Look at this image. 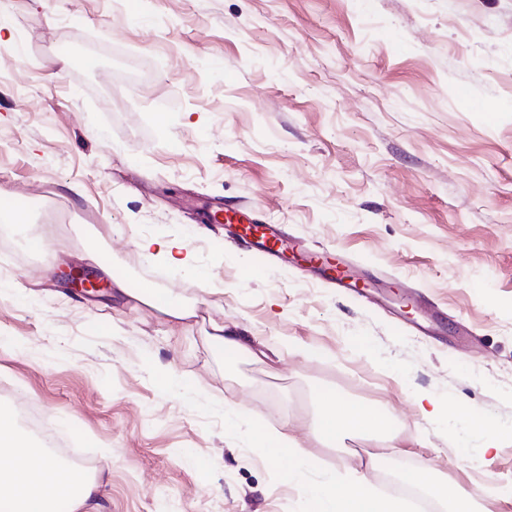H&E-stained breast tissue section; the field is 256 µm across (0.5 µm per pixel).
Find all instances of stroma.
Listing matches in <instances>:
<instances>
[{"label": "stroma", "instance_id": "35a3bbf8", "mask_svg": "<svg viewBox=\"0 0 512 512\" xmlns=\"http://www.w3.org/2000/svg\"><path fill=\"white\" fill-rule=\"evenodd\" d=\"M0 25V199L26 201L0 235V404L94 457L92 512H307L228 405L380 494L420 498L398 474L423 470L512 512V0H0ZM243 199L383 273L377 304L300 260L250 277L249 247L203 226ZM157 235L198 271L147 259ZM89 249L190 317L64 288ZM228 322L263 360L210 341ZM322 390L389 415L398 455L314 440Z\"/></svg>", "mask_w": 512, "mask_h": 512}]
</instances>
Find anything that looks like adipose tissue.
<instances>
[{"mask_svg": "<svg viewBox=\"0 0 512 512\" xmlns=\"http://www.w3.org/2000/svg\"><path fill=\"white\" fill-rule=\"evenodd\" d=\"M320 414L309 431L318 441L336 439L343 431L373 435L387 427L386 416L377 410L341 401L334 394L319 398ZM224 425L232 431L248 428L252 440L269 458L292 460L286 477L303 492L310 512H408V504L397 497L376 496L363 481L349 484L345 492H337L339 473L319 472L317 480H308L302 463L304 452L287 430L265 433L257 424H243L235 409L224 412ZM0 457L7 466L0 468V512H56V503H65L68 512H88V506L99 492L94 476L64 468L43 449L29 445L16 431L12 408L0 406ZM403 480L433 494L445 504L448 512H480L479 498L497 494L494 486L480 493L437 476L406 471Z\"/></svg>", "mask_w": 512, "mask_h": 512, "instance_id": "adipose-tissue-1", "label": "adipose tissue"}]
</instances>
